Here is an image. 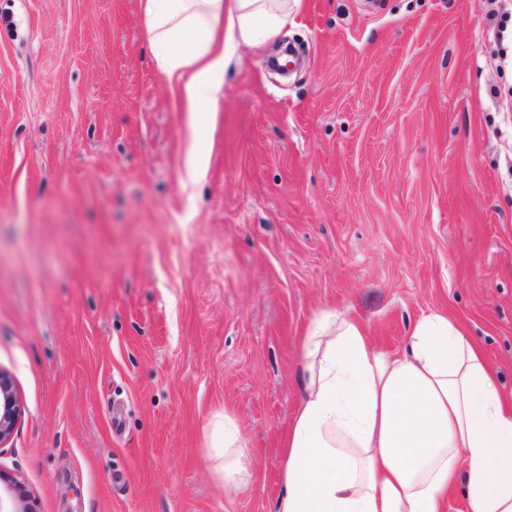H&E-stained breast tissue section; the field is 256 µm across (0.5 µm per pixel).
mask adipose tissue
<instances>
[{
    "label": "adipose tissue",
    "instance_id": "obj_1",
    "mask_svg": "<svg viewBox=\"0 0 512 512\" xmlns=\"http://www.w3.org/2000/svg\"><path fill=\"white\" fill-rule=\"evenodd\" d=\"M156 69L187 123L224 96L232 47L277 38L299 0H140ZM301 392L275 512H442L463 488L469 512H512V401L483 352L439 312L417 319L401 351L373 345L342 311L303 340ZM211 443L225 486L245 485L236 423Z\"/></svg>",
    "mask_w": 512,
    "mask_h": 512
}]
</instances>
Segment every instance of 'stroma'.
Returning <instances> with one entry per match:
<instances>
[{"instance_id":"35a3bbf8","label":"stroma","mask_w":512,"mask_h":512,"mask_svg":"<svg viewBox=\"0 0 512 512\" xmlns=\"http://www.w3.org/2000/svg\"><path fill=\"white\" fill-rule=\"evenodd\" d=\"M512 0H300L188 128L140 0H0V484L24 512H274L302 340L448 315L512 399ZM207 168L187 184L191 141ZM238 426L247 484L210 457ZM18 406L11 382L0 371V442L11 434ZM212 447L221 462L220 473L225 487L246 484L249 476V459L236 423L229 417H218L211 430Z\"/></svg>"}]
</instances>
